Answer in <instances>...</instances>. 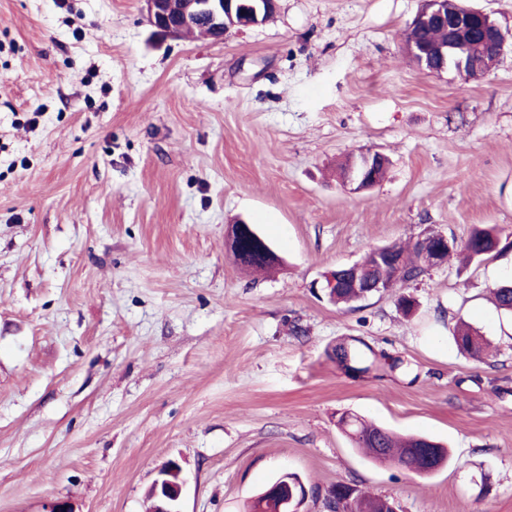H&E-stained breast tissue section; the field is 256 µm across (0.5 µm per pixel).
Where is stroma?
Masks as SVG:
<instances>
[{
  "label": "stroma",
  "instance_id": "stroma-1",
  "mask_svg": "<svg viewBox=\"0 0 512 512\" xmlns=\"http://www.w3.org/2000/svg\"><path fill=\"white\" fill-rule=\"evenodd\" d=\"M419 0H278L220 41L165 38L140 0H0V512H148L177 462L183 512H244L283 474L327 512L339 482L398 512H512V38L484 77L407 55ZM391 165L354 191L350 155ZM282 260L246 271L229 224ZM449 258L349 305L325 275L429 232ZM416 310L404 315L399 296ZM464 320L491 341L458 352ZM399 360L350 374L346 339ZM352 412L426 434L452 464L375 463ZM500 237L495 227L475 228L462 245L469 261L482 262L501 252Z\"/></svg>",
  "mask_w": 512,
  "mask_h": 512
}]
</instances>
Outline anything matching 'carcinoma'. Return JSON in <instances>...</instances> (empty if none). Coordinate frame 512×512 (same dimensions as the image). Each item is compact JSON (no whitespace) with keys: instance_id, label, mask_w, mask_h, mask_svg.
Returning a JSON list of instances; mask_svg holds the SVG:
<instances>
[{"instance_id":"cac0c4a2","label":"carcinoma","mask_w":512,"mask_h":512,"mask_svg":"<svg viewBox=\"0 0 512 512\" xmlns=\"http://www.w3.org/2000/svg\"><path fill=\"white\" fill-rule=\"evenodd\" d=\"M500 237L493 227L474 229L468 239L462 245V251L470 261L482 262L501 252ZM232 251L240 250L247 257L240 263L254 272H269L275 269L279 260L273 255L265 260L256 253L265 249L264 244L254 238L248 232H241L233 236V243L229 245ZM394 253L401 257L404 263V281L417 279L424 272L425 263L422 259L418 244H413L412 249L407 250L396 244L391 246ZM354 279V272L343 268L336 270V288L330 292V299L336 303L357 302L358 291L350 286ZM492 295L498 308L512 313V284L503 283L492 289ZM457 348L472 357L479 358L483 355L487 346L486 340L469 325L461 323L453 332ZM353 360L361 366V371L382 370L385 367L392 369L397 367V362L388 365L382 363L381 358L370 347L361 348L354 344L350 347ZM341 423L350 428L349 438L354 447L365 451L366 456L375 462H392L408 471L416 472L422 468V459L412 452V449L420 445H428L436 449V463L445 466L451 459L448 450L440 446L432 439L425 436H408L397 438L393 432L382 425L369 423L360 416L350 413L341 417ZM336 496V508L342 512H352L353 502H364L373 512H380L385 506L384 499L359 492L355 487L344 483H338L332 487Z\"/></svg>"}]
</instances>
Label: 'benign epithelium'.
I'll list each match as a JSON object with an SVG mask.
<instances>
[{
  "mask_svg": "<svg viewBox=\"0 0 512 512\" xmlns=\"http://www.w3.org/2000/svg\"><path fill=\"white\" fill-rule=\"evenodd\" d=\"M148 23L164 36L182 37L186 31L199 25L209 29V38L224 39L231 29L262 24L264 11L276 7V0H140ZM435 21L446 22L448 42L419 48L415 39L406 43V51L413 60L433 73L453 71L468 79H479L486 74L478 49L486 40L504 49L506 34L491 14L476 8L462 7L457 0H422V5L409 25L413 33ZM385 155L379 151L362 153V169L351 172L347 179L353 190L361 191L376 185L378 171L385 167ZM455 242L447 236L429 234L419 239V247L427 265L439 266L444 255ZM380 270L375 277H361L353 281L360 297L386 292L401 284V262H392L390 251L375 255ZM187 479L180 466L171 462L158 473L149 492L157 498V512H182L181 496Z\"/></svg>",
  "mask_w": 512,
  "mask_h": 512,
  "instance_id": "benign-epithelium-1",
  "label": "benign epithelium"
}]
</instances>
